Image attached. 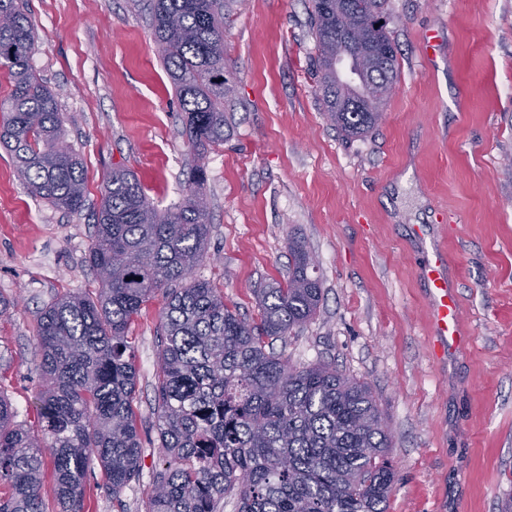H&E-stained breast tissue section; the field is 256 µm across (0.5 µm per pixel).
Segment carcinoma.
Here are the masks:
<instances>
[{
	"mask_svg": "<svg viewBox=\"0 0 512 512\" xmlns=\"http://www.w3.org/2000/svg\"><path fill=\"white\" fill-rule=\"evenodd\" d=\"M238 0H152L162 61L199 162L182 203L161 211L134 173L104 179L88 255L99 288L65 294L36 323L42 429L16 422L0 393V512H46L45 450L59 512H86V476L100 468L117 494L139 476L133 407L135 316L165 290L157 362L156 429L167 466L146 512H386L396 470L392 437L368 386L328 363L297 367L270 346L317 313L322 284L304 243L288 239V282L255 292L260 320L193 276L210 233L203 190L207 150L224 143L235 84L224 59V19ZM323 114L340 133L374 129L400 78L387 28L389 0H309ZM35 34L18 0H0V146L17 176L53 207L79 214L81 158L63 143L56 94L32 66Z\"/></svg>",
	"mask_w": 512,
	"mask_h": 512,
	"instance_id": "obj_1",
	"label": "carcinoma"
}]
</instances>
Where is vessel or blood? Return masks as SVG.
Segmentation results:
<instances>
[{"label": "vessel or blood", "instance_id": "obj_1", "mask_svg": "<svg viewBox=\"0 0 512 512\" xmlns=\"http://www.w3.org/2000/svg\"><path fill=\"white\" fill-rule=\"evenodd\" d=\"M447 255L442 249H433L424 267L429 286L430 319L438 355L465 348L466 339L457 312V295L445 273Z\"/></svg>", "mask_w": 512, "mask_h": 512}]
</instances>
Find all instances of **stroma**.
Returning <instances> with one entry per match:
<instances>
[{"label": "stroma", "mask_w": 512, "mask_h": 512, "mask_svg": "<svg viewBox=\"0 0 512 512\" xmlns=\"http://www.w3.org/2000/svg\"><path fill=\"white\" fill-rule=\"evenodd\" d=\"M32 64L56 92L88 202L53 208L0 148V393L41 426L36 319L95 288L87 264L103 179L129 168L162 210L193 151L154 49L145 0H22ZM401 75L381 123L347 138L323 115L308 0H245L224 25L236 79L223 144L205 159L211 231L194 271L258 320L254 293L288 278V240L316 261V316L274 350L370 388L392 436L387 512H500L512 497V0H390ZM439 36L435 59L425 35ZM448 252L469 352L432 345L423 262ZM163 293L131 327L140 476L119 495L89 475L87 512H145L163 468L155 370Z\"/></svg>", "instance_id": "1"}]
</instances>
